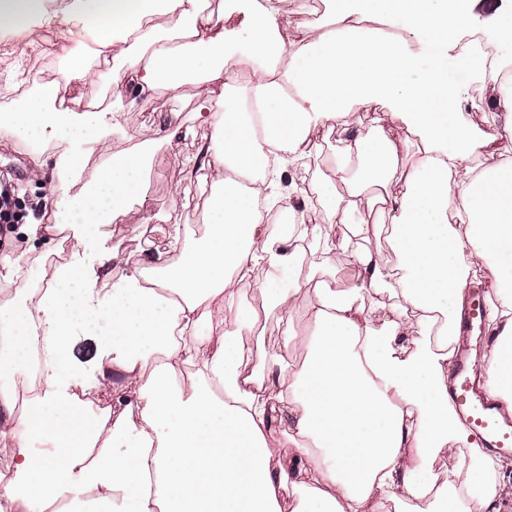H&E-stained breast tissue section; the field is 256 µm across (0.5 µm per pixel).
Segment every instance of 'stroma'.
<instances>
[{
	"instance_id": "obj_1",
	"label": "stroma",
	"mask_w": 512,
	"mask_h": 512,
	"mask_svg": "<svg viewBox=\"0 0 512 512\" xmlns=\"http://www.w3.org/2000/svg\"><path fill=\"white\" fill-rule=\"evenodd\" d=\"M334 9L335 0H290L288 38L324 23ZM473 14L478 30L494 43L499 58L512 63V38L499 33L500 25L512 24V0H475ZM64 67V59L48 48L33 58L20 76L15 72L13 56L0 53V109L24 95L34 84L55 79ZM199 104L198 86L188 83L175 90L158 89L127 107L125 136L160 130L172 116L177 117L182 128L171 142L162 143L152 157L145 181L144 207H133L106 227L112 236V247L120 257L138 254L148 242L174 262L178 255L170 247L171 225H181L191 238L203 234L205 227L199 224L197 216L207 212L209 193L195 170L214 130L194 121L193 114ZM32 149V144L20 134L0 128V183L13 186L19 210L26 212L42 205L41 221L50 224L54 221L53 208L44 202L50 194V180L33 176ZM59 246L55 234L32 241L22 234L0 232V252L11 247L16 254L28 258L17 282L21 288L45 287L52 271L51 259L58 255Z\"/></svg>"
}]
</instances>
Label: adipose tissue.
<instances>
[{"label":"adipose tissue","mask_w":512,"mask_h":512,"mask_svg":"<svg viewBox=\"0 0 512 512\" xmlns=\"http://www.w3.org/2000/svg\"><path fill=\"white\" fill-rule=\"evenodd\" d=\"M472 22L468 0H336L328 24L289 40L288 0H232L222 13L204 0L0 5L17 63L38 50L34 25L66 61L0 124L57 142L53 154L34 151L33 169L52 167L71 239L69 261L41 291L14 287L23 260L0 255V454L9 459L0 512H47L58 501L66 512H389L407 496L417 512H512L501 460L456 456L457 482L437 493L429 468L442 448L479 445L448 386L462 311L487 286L497 342L480 377L512 412V79L498 84L497 133L476 129L459 110L474 76L490 74L484 55L459 47ZM78 34L91 37L112 91L105 110L66 103L91 75L71 46ZM412 37L425 44V65L408 49ZM188 82L202 97L196 121L216 132L201 163L207 231L189 239L172 226L178 261L128 259L113 278L119 258L102 228L143 203L157 144L142 134L111 151L120 104ZM240 96L261 111H238ZM376 105L384 111L374 130L354 131L352 114ZM335 126L345 134L334 177L314 186L319 206L297 210L298 190L281 178L316 147L317 131ZM97 151L106 160L82 183ZM266 200L292 218L287 231L270 234ZM335 223L344 233L328 232ZM370 234L388 253L364 248ZM308 238L349 262L347 285L306 270L299 243ZM243 281L261 308L239 303ZM306 286L311 335L290 336L273 355L276 381L260 365L245 372L241 335L288 323ZM376 296L390 303L372 318ZM87 337L96 344L89 364L73 354ZM34 360L40 391L23 399ZM188 364L205 381L177 383ZM114 370L129 392L119 410L104 403ZM283 412L297 437L286 455L272 427Z\"/></svg>","instance_id":"adipose-tissue-1"}]
</instances>
